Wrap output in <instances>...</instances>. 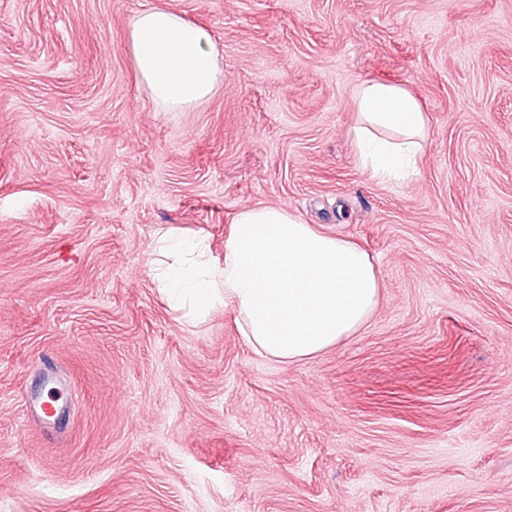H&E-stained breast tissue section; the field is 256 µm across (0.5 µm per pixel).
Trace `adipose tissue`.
<instances>
[{
	"mask_svg": "<svg viewBox=\"0 0 512 512\" xmlns=\"http://www.w3.org/2000/svg\"><path fill=\"white\" fill-rule=\"evenodd\" d=\"M138 82L160 112H186L209 101L224 80L210 33L180 13L153 6L127 22ZM348 135L360 168L380 180L415 175L428 142V117L404 86L365 80L353 90ZM161 262L152 277L174 310L191 320L233 308L241 333L259 353L288 362L315 356L356 333L375 311L380 280L353 241L303 223L287 208L239 210L215 264L204 243L160 229Z\"/></svg>",
	"mask_w": 512,
	"mask_h": 512,
	"instance_id": "1",
	"label": "adipose tissue"
}]
</instances>
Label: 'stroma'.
Here are the masks:
<instances>
[{
    "label": "stroma",
    "instance_id": "35a3bbf8",
    "mask_svg": "<svg viewBox=\"0 0 512 512\" xmlns=\"http://www.w3.org/2000/svg\"><path fill=\"white\" fill-rule=\"evenodd\" d=\"M153 5L224 53L191 111L132 69ZM367 79L429 114L409 181L352 155ZM256 205L371 256L353 336L282 362L169 310L155 230L220 258ZM0 512H512V0H0Z\"/></svg>",
    "mask_w": 512,
    "mask_h": 512
}]
</instances>
